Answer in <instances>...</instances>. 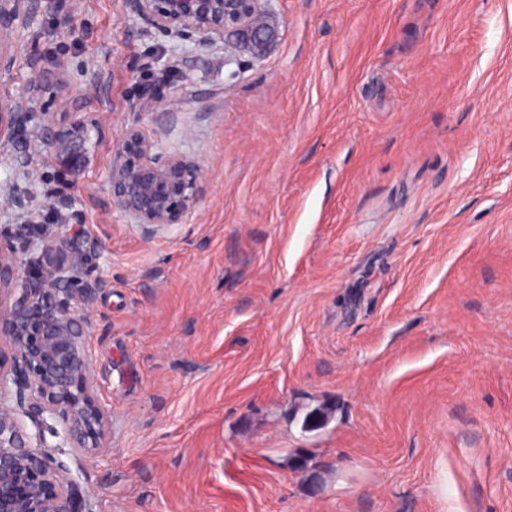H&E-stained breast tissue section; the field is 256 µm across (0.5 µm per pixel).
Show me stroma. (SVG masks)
Segmentation results:
<instances>
[{
    "instance_id": "obj_1",
    "label": "stroma",
    "mask_w": 512,
    "mask_h": 512,
    "mask_svg": "<svg viewBox=\"0 0 512 512\" xmlns=\"http://www.w3.org/2000/svg\"><path fill=\"white\" fill-rule=\"evenodd\" d=\"M263 6L257 60L43 0L0 78L65 73L26 123L38 181L0 143L28 193L0 229L56 213L101 284L107 451L63 460L94 512H512V0ZM128 128L202 166L183 223L113 209Z\"/></svg>"
}]
</instances>
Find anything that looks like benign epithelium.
<instances>
[{"instance_id": "1", "label": "benign epithelium", "mask_w": 512, "mask_h": 512, "mask_svg": "<svg viewBox=\"0 0 512 512\" xmlns=\"http://www.w3.org/2000/svg\"><path fill=\"white\" fill-rule=\"evenodd\" d=\"M145 25L200 47L215 36L265 54L275 39L259 0H124ZM41 9V0H0V77L12 75L15 42ZM29 89L0 97V138L7 137L21 167L29 164L26 143L15 135L22 117L38 109L30 94L47 73L30 61ZM200 164L157 151L141 133H123L112 167V204L143 226L181 224L203 198ZM26 195L0 194V208L22 211ZM79 241L75 228L53 230L33 221L16 224L0 239V339L10 346L0 359V512H93L79 476L59 460V450L78 454L101 448L108 420L94 392L87 336L93 324L85 309L96 287L79 293L69 256ZM32 426L34 432L27 431ZM59 442L47 443L45 432Z\"/></svg>"}]
</instances>
